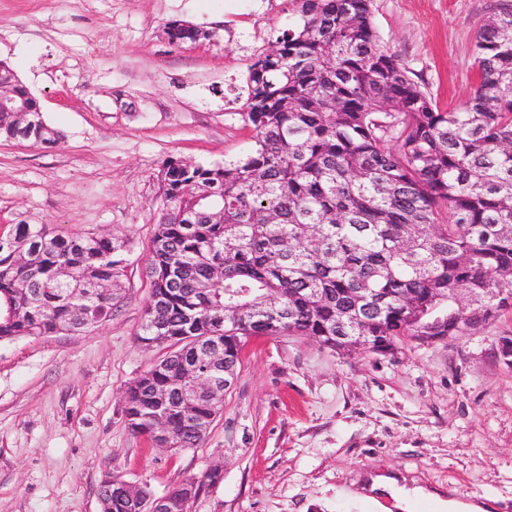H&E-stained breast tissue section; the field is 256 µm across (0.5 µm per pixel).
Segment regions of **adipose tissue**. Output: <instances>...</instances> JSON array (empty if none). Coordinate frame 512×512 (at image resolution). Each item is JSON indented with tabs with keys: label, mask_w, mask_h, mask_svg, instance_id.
Returning a JSON list of instances; mask_svg holds the SVG:
<instances>
[{
	"label": "adipose tissue",
	"mask_w": 512,
	"mask_h": 512,
	"mask_svg": "<svg viewBox=\"0 0 512 512\" xmlns=\"http://www.w3.org/2000/svg\"><path fill=\"white\" fill-rule=\"evenodd\" d=\"M352 498L367 503H377L378 499L391 500L396 512H414L418 502H430L437 512H491L489 500H462L443 497L442 493L421 486H407L399 476L376 474L368 476L358 490L352 491Z\"/></svg>",
	"instance_id": "obj_1"
}]
</instances>
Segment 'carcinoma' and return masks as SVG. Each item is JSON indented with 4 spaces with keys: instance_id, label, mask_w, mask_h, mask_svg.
Wrapping results in <instances>:
<instances>
[{
    "instance_id": "obj_1",
    "label": "carcinoma",
    "mask_w": 512,
    "mask_h": 512,
    "mask_svg": "<svg viewBox=\"0 0 512 512\" xmlns=\"http://www.w3.org/2000/svg\"><path fill=\"white\" fill-rule=\"evenodd\" d=\"M289 2L292 26L248 65L246 156L171 159L159 172L149 301L172 351L148 370L151 391H127L137 435L163 414L173 442L199 444L175 395L183 364L199 339L217 336L238 358L243 339L274 335L259 308L267 298L285 314L283 334L386 355L404 339L462 335L512 295V4L480 24L475 91L453 112L381 44L372 0ZM164 34L211 36L176 21ZM0 139L52 148L62 135L0 112ZM121 251L93 233L15 225L0 242V340L109 318ZM231 306L239 319L225 318ZM192 409L217 416L204 393ZM98 494L109 512H132L121 481Z\"/></svg>"
}]
</instances>
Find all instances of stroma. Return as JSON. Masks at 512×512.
I'll return each mask as SVG.
<instances>
[{"instance_id":"35a3bbf8","label":"stroma","mask_w":512,"mask_h":512,"mask_svg":"<svg viewBox=\"0 0 512 512\" xmlns=\"http://www.w3.org/2000/svg\"><path fill=\"white\" fill-rule=\"evenodd\" d=\"M496 0H373V25L438 107L476 86V31ZM289 0H0V60L62 134L0 140V232L14 224L125 243L112 315L77 333L0 341V512H101L105 476L188 512H377L367 474L493 499L512 512V315L450 340L343 355L301 336L248 338L234 386L195 448L133 434L127 389L162 359L135 335L166 160L238 159L247 67L293 22ZM173 20L213 31L177 47ZM219 468L221 479L207 473Z\"/></svg>"}]
</instances>
